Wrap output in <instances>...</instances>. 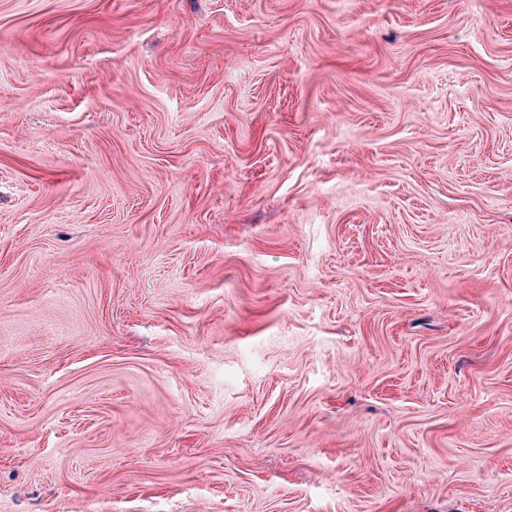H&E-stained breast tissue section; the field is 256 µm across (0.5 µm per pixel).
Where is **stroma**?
I'll return each instance as SVG.
<instances>
[{
	"instance_id": "35a3bbf8",
	"label": "stroma",
	"mask_w": 512,
	"mask_h": 512,
	"mask_svg": "<svg viewBox=\"0 0 512 512\" xmlns=\"http://www.w3.org/2000/svg\"><path fill=\"white\" fill-rule=\"evenodd\" d=\"M0 512H512V0H0Z\"/></svg>"
}]
</instances>
